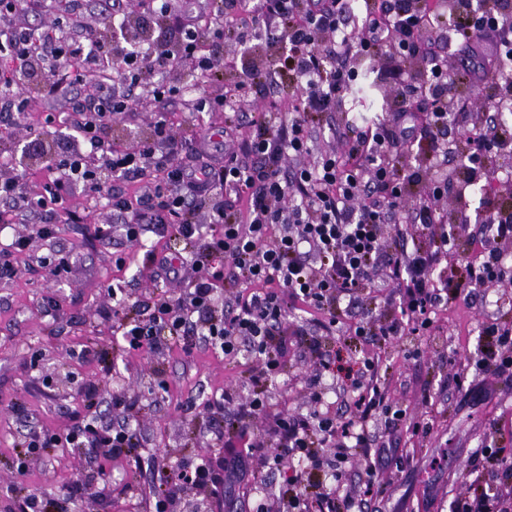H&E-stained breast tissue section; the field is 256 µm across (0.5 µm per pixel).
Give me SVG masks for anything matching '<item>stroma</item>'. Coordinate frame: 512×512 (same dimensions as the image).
Masks as SVG:
<instances>
[{"label":"stroma","instance_id":"obj_1","mask_svg":"<svg viewBox=\"0 0 512 512\" xmlns=\"http://www.w3.org/2000/svg\"><path fill=\"white\" fill-rule=\"evenodd\" d=\"M352 93L337 120L376 119L389 89L381 83L369 86L361 75ZM75 204L84 222L63 225L56 238L58 249L71 258L64 279L50 277L39 265L48 244L35 225L0 229V249L16 236L29 239L24 252L11 255L15 276L0 281V512L30 488L51 499L61 497L66 485L86 471L105 473L112 494L84 498L81 512H153V456L204 453L192 439L193 428L206 419L212 392L237 383L243 367L207 349L189 355L178 349L124 352L116 341L118 319L104 316L113 305L109 285L121 279L133 282L139 294L152 289L143 266L148 247H163L178 259L185 255L184 245L150 232L138 245L119 235L99 239L97 227L120 224L119 213L105 200L81 194ZM121 256L126 263L119 267L115 261ZM492 323L512 326V287L450 301L435 316L430 335L404 336L388 345L384 358L392 368V397L407 420L427 422L432 432L420 440L406 429L396 432L398 459L382 475L374 512H453L456 500L470 492V473L485 446L498 448L504 464L512 465V378L482 370L478 363L484 329ZM85 347L97 348L101 359H75V351ZM312 369L307 360L289 358L283 382L272 389L276 400L286 401L290 411L307 412L305 379ZM460 375L484 392L485 400L457 388ZM83 379L95 382L104 402L121 389L141 398L136 422L145 441L141 464L105 454L92 461L80 448H50L30 457L25 474H18L21 419L30 418L40 430L66 433L81 409L77 390ZM479 471L487 493L501 494L489 468Z\"/></svg>","mask_w":512,"mask_h":512}]
</instances>
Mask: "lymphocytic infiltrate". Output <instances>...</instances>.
Instances as JSON below:
<instances>
[{"mask_svg":"<svg viewBox=\"0 0 512 512\" xmlns=\"http://www.w3.org/2000/svg\"><path fill=\"white\" fill-rule=\"evenodd\" d=\"M53 21L19 27L16 13L37 12L42 0H0V123L26 118L31 79L41 94L59 97L61 111L43 113L49 130L67 129L59 150L40 138L29 149L41 162L37 191L16 178L0 179V223L35 224L47 240L61 225L80 223L74 189L98 194L124 216L127 242L163 231L190 250L192 277L164 250L149 253L150 280L174 284L153 302L122 294L119 306L135 314L121 321L122 347L157 353L165 345L192 353L221 350L226 358L251 354L243 386L229 385L209 402L231 410L230 425L197 431L209 439L211 455L190 463L154 459L160 480L152 484L155 512H167L186 486L209 490L200 512H234L229 484H247L258 472L299 458L281 498L290 512H368L379 494L384 457L392 444L382 435L406 415L392 399L381 353L397 338L427 331L431 316L447 307L449 292L471 297L480 288L508 287L504 270L512 246V208L486 206L476 253L434 271L448 257L449 164L463 165L466 182L497 178V162L512 154V129L499 116L512 110V0H219L212 20L192 11L170 13L168 0H146L164 28L156 44L131 24V6L104 0L102 18H118L121 47L88 21L86 0H59ZM264 22V44L273 58L243 69L223 96L199 97L190 112L231 111L220 157L205 149L200 133L177 136L169 103L177 85L163 82L186 59L201 75L220 79L223 56L206 52L210 42L243 41L244 31ZM395 51L398 61L382 75L393 92L385 113L372 123L347 121L335 128L336 144L321 149L317 133L340 111L343 94L358 75L362 58ZM423 68H416V61ZM296 81L295 97L272 104V112L243 111L254 91L276 94L284 74ZM481 88L464 96L460 86ZM157 109L151 134L132 147L112 140L118 117L144 101ZM468 129L450 137V117ZM418 147L426 172L399 165ZM116 178L139 184L135 199L113 192ZM209 209V225L196 214ZM392 236H385V229ZM308 314L288 324L292 310ZM341 334L372 350L346 362L330 354L325 337ZM484 368L512 377V333L497 325L484 330ZM312 362L306 380L310 409L291 412L273 403L269 391L289 356ZM335 376L345 400H324L325 374ZM85 416L66 435L26 426L18 461L47 448L72 446L95 455L107 450L137 465L142 438L132 425L137 397H112L111 413L99 411L94 383L81 385ZM267 425L256 438V421ZM333 476L359 463V495L328 487ZM89 478L76 480L62 501L36 489L12 500L9 512H79L92 491Z\"/></svg>","mask_w":512,"mask_h":512,"instance_id":"obj_1","label":"lymphocytic infiltrate"}]
</instances>
